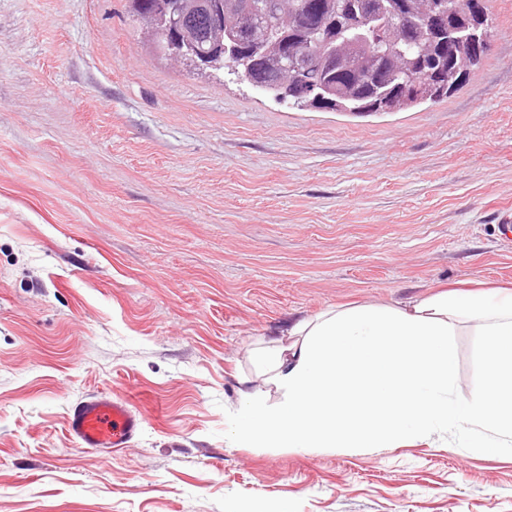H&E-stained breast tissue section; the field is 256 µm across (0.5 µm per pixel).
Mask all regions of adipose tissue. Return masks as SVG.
<instances>
[{
    "mask_svg": "<svg viewBox=\"0 0 512 512\" xmlns=\"http://www.w3.org/2000/svg\"><path fill=\"white\" fill-rule=\"evenodd\" d=\"M484 336L483 369L454 394L457 329ZM280 392H246L231 436L252 448H399L461 436L475 454L512 455V289L440 290L404 306L359 305L289 324L254 353Z\"/></svg>",
    "mask_w": 512,
    "mask_h": 512,
    "instance_id": "obj_1",
    "label": "adipose tissue"
}]
</instances>
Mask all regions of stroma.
Returning a JSON list of instances; mask_svg holds the SVG:
<instances>
[{
    "instance_id": "obj_1",
    "label": "stroma",
    "mask_w": 512,
    "mask_h": 512,
    "mask_svg": "<svg viewBox=\"0 0 512 512\" xmlns=\"http://www.w3.org/2000/svg\"><path fill=\"white\" fill-rule=\"evenodd\" d=\"M447 99L300 110L158 57L126 0H0V512H512V458L235 444L258 341L512 284V0ZM484 339L457 338L458 391ZM145 417L77 447L91 394ZM144 415L123 398L95 395L80 401L67 415V430L80 448H126L141 432Z\"/></svg>"
}]
</instances>
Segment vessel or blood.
I'll return each mask as SVG.
<instances>
[{"mask_svg": "<svg viewBox=\"0 0 512 512\" xmlns=\"http://www.w3.org/2000/svg\"><path fill=\"white\" fill-rule=\"evenodd\" d=\"M144 416L129 400L95 395L80 401L67 415V430L82 448H125L141 432Z\"/></svg>", "mask_w": 512, "mask_h": 512, "instance_id": "vessel-or-blood-1", "label": "vessel or blood"}]
</instances>
